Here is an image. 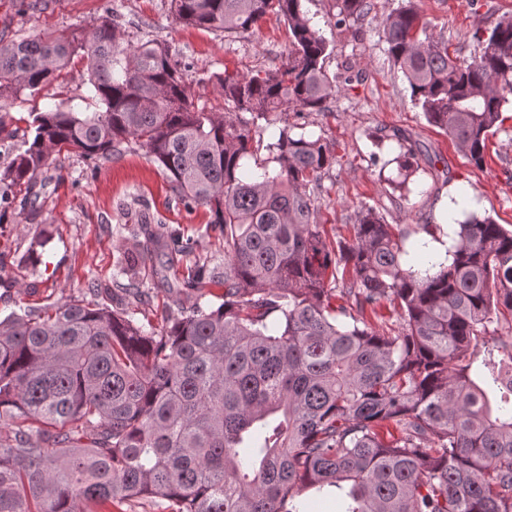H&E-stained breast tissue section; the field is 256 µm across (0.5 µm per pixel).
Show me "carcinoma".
Returning a JSON list of instances; mask_svg holds the SVG:
<instances>
[{
	"label": "carcinoma",
	"mask_w": 512,
	"mask_h": 512,
	"mask_svg": "<svg viewBox=\"0 0 512 512\" xmlns=\"http://www.w3.org/2000/svg\"><path fill=\"white\" fill-rule=\"evenodd\" d=\"M303 0H172L187 26L247 31L288 23V60L264 75L224 72L231 112L189 99L169 47L130 49L112 14L86 36L0 39V100L37 92L73 57L98 111L32 113L0 201L34 187L57 153L110 161L136 142L191 210L224 231L223 302L179 308L160 330L80 300L0 319V512H102L132 498L170 512H304L301 495L334 494L341 512H512V229L465 207L455 237L420 265L407 232L372 207L351 239L330 241L310 184L336 163L320 137L286 126L258 159V121L285 108L323 112L338 92L330 43ZM371 0H336L352 35ZM416 0L383 20L393 67L427 123L471 162L512 101V17L479 54L448 52L427 34ZM425 39H420V35ZM413 146L392 162L398 188L419 168ZM149 214L126 224L163 244ZM151 248L124 255L112 292H140ZM396 335L366 320L382 308Z\"/></svg>",
	"instance_id": "cac0c4a2"
}]
</instances>
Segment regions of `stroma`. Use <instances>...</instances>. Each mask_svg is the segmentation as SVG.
Returning a JSON list of instances; mask_svg holds the SVG:
<instances>
[{
	"label": "stroma",
	"mask_w": 512,
	"mask_h": 512,
	"mask_svg": "<svg viewBox=\"0 0 512 512\" xmlns=\"http://www.w3.org/2000/svg\"><path fill=\"white\" fill-rule=\"evenodd\" d=\"M401 0H373L361 37L336 28L334 0H304L314 26L330 42L329 74L359 76V83L341 86L323 112L289 108L276 120L261 124L263 144L273 142L280 129L294 126L322 136L336 147L337 161L321 178L322 191L314 198L318 220L329 236L351 237L356 212L362 207L380 211L391 224L443 223L454 199L512 226V106L489 138V157L476 166L459 152L450 138L430 126L410 97L405 78L393 68L381 21ZM428 31L444 36L449 48L470 54L478 49L475 30L491 31L512 15V0H419ZM113 10L126 43L153 40L169 46L181 62L187 94L197 106L226 111L218 75L231 71L254 75L280 66L288 51L286 22L269 16L245 33H224L176 22L171 0H0V38L20 40L55 30L83 33L106 10ZM67 103L79 111H95L87 73L74 64L57 81L39 91H27L0 101V121L16 139L29 136L32 113ZM398 132L376 148L379 131ZM420 145L419 169L408 190L393 189L389 177L396 168L391 158L400 151V137ZM386 161V170L373 158ZM36 193H18L12 205L0 210V317L25 309H40L67 299H82L126 311L134 322L161 327L165 310L199 301L216 306L222 285L209 283L203 297L181 292L177 276L187 267L214 268L224 263V235L210 224L206 208L186 209L171 189L167 173L138 146L109 162L62 155L59 166H48L36 177ZM144 211L154 217L156 235L169 248L153 255L142 271L143 285L153 291L149 301L116 294L112 280L119 274L118 259L132 246L118 234L128 214ZM46 236L36 265L24 256L36 237ZM192 240L189 255H175L179 241ZM98 293H90L91 284Z\"/></svg>",
	"instance_id": "obj_1"
}]
</instances>
